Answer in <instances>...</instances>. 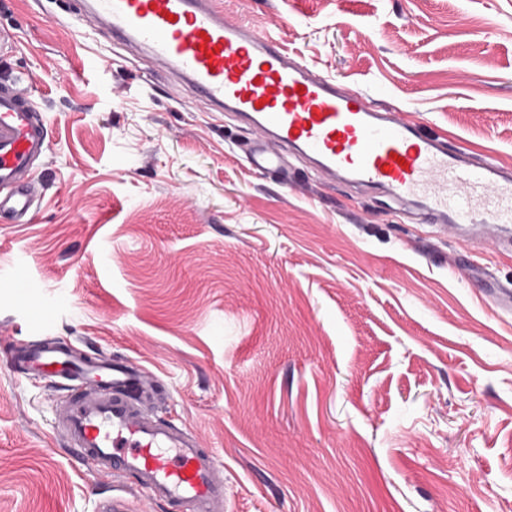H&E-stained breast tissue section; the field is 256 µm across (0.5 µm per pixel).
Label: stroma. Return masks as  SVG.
Here are the masks:
<instances>
[{"label":"stroma","instance_id":"1","mask_svg":"<svg viewBox=\"0 0 512 512\" xmlns=\"http://www.w3.org/2000/svg\"><path fill=\"white\" fill-rule=\"evenodd\" d=\"M424 130L512 165V0H221ZM56 0H0L21 34L0 75L38 86L50 151L30 224L0 215V512H171L56 434L54 379L7 353L53 338L159 376L157 411L222 465L224 512H512V315L481 264L387 197L301 190L250 169L251 130L94 32Z\"/></svg>","mask_w":512,"mask_h":512}]
</instances>
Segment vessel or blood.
Here are the masks:
<instances>
[{"instance_id":"vessel-or-blood-1","label":"vessel or blood","mask_w":512,"mask_h":512,"mask_svg":"<svg viewBox=\"0 0 512 512\" xmlns=\"http://www.w3.org/2000/svg\"><path fill=\"white\" fill-rule=\"evenodd\" d=\"M80 24L112 38L145 70L165 71L181 100L206 102L253 131L246 163L280 172L284 152L328 181L377 191L405 214L463 236H493L512 253V167L467 147L449 150L418 119L372 104L312 70L272 33L229 20L218 0H67ZM35 93L0 83V215L35 217L32 182L50 150ZM16 369L71 382L57 429L90 468L132 478L149 496L193 512H224V479L194 431L142 409L160 388L126 358L103 361L52 340L18 345Z\"/></svg>"}]
</instances>
